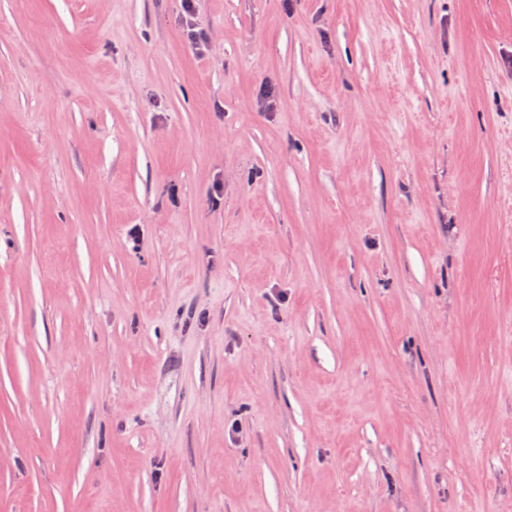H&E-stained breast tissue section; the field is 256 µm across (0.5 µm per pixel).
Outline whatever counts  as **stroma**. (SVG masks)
<instances>
[{
	"mask_svg": "<svg viewBox=\"0 0 512 512\" xmlns=\"http://www.w3.org/2000/svg\"><path fill=\"white\" fill-rule=\"evenodd\" d=\"M0 0V512H512V0Z\"/></svg>",
	"mask_w": 512,
	"mask_h": 512,
	"instance_id": "1",
	"label": "stroma"
}]
</instances>
